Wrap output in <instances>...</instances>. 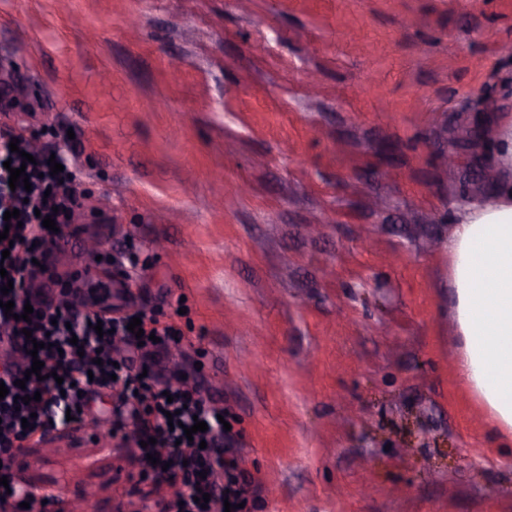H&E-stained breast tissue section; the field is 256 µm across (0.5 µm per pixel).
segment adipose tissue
Returning <instances> with one entry per match:
<instances>
[{"instance_id":"1","label":"adipose tissue","mask_w":512,"mask_h":512,"mask_svg":"<svg viewBox=\"0 0 512 512\" xmlns=\"http://www.w3.org/2000/svg\"><path fill=\"white\" fill-rule=\"evenodd\" d=\"M483 121L489 199L456 200L446 247L464 340L459 379L480 395L498 425L511 430L512 119L490 112Z\"/></svg>"}]
</instances>
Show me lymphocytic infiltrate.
I'll list each match as a JSON object with an SVG mask.
<instances>
[{
  "mask_svg": "<svg viewBox=\"0 0 512 512\" xmlns=\"http://www.w3.org/2000/svg\"><path fill=\"white\" fill-rule=\"evenodd\" d=\"M35 135L21 122L0 126V252L9 256L0 263L7 272L0 286L12 283L8 297L12 312L0 307V352L6 363L0 367V381L8 394L0 399V456L13 457L32 438L44 437L57 426L56 414L71 409L75 423L84 420L83 411L92 397L106 394L114 400L115 429L131 424L136 440L146 442L147 453L157 463L143 462V474L176 485L178 492L170 512H224L225 504H239L246 477L231 447L232 437L218 416L219 406L205 399L200 391L172 385L156 374L140 376L133 367L138 340L128 329L132 317H139L144 333H155L158 349L174 344L182 331L145 310L135 314L112 315L96 301L33 299L31 286L43 270L52 269L56 251L71 225L70 218L82 211L88 198L79 187L69 156L75 140L66 132L54 135L53 143L37 148ZM17 150H10V142ZM33 163H24L23 154ZM60 163L62 172L52 174L51 163ZM25 167L29 186H10V168ZM19 210L21 226L6 227L3 215ZM53 216L57 228L48 230L44 216ZM32 314H25V305ZM101 329H94V322ZM42 349H34V342ZM43 363L41 378L26 377L33 360ZM30 401L16 405V397ZM205 421L206 432L185 440L184 430L195 420ZM209 494L207 506L199 496Z\"/></svg>",
  "mask_w": 512,
  "mask_h": 512,
  "instance_id": "obj_1",
  "label": "lymphocytic infiltrate"
}]
</instances>
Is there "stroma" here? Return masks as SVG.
<instances>
[{
  "label": "stroma",
  "instance_id": "35a3bbf8",
  "mask_svg": "<svg viewBox=\"0 0 512 512\" xmlns=\"http://www.w3.org/2000/svg\"><path fill=\"white\" fill-rule=\"evenodd\" d=\"M508 81L512 0H0V97L38 145L78 138L88 199L55 272L181 328L148 362L231 417L244 512H512L443 244L463 172L488 193L478 149L444 165L452 129L512 113ZM85 420L30 442L17 482L44 512H159L111 397Z\"/></svg>",
  "mask_w": 512,
  "mask_h": 512
}]
</instances>
